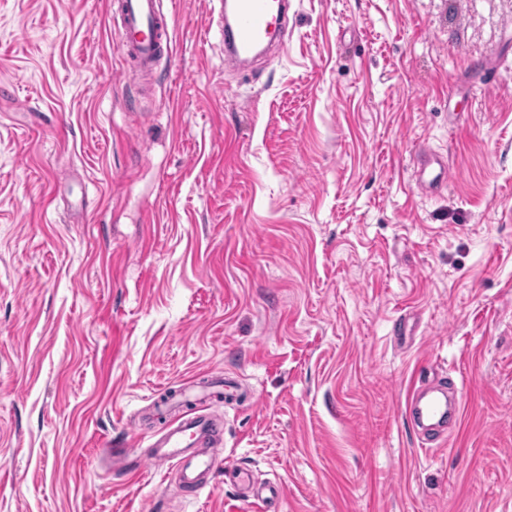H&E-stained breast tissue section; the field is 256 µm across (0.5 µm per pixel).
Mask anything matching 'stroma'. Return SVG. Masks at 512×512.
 I'll use <instances>...</instances> for the list:
<instances>
[{
  "label": "stroma",
  "mask_w": 512,
  "mask_h": 512,
  "mask_svg": "<svg viewBox=\"0 0 512 512\" xmlns=\"http://www.w3.org/2000/svg\"><path fill=\"white\" fill-rule=\"evenodd\" d=\"M162 4L145 80L108 0H0V512H253L147 448L224 376L272 512H512V0H296L250 77L220 0ZM427 376L463 395L433 442ZM417 164L416 184L419 188L427 190L446 183L448 169L436 153L420 150ZM411 424L424 436L434 437L449 432L460 413V400L454 387L435 388L423 385L406 407Z\"/></svg>",
  "instance_id": "obj_1"
}]
</instances>
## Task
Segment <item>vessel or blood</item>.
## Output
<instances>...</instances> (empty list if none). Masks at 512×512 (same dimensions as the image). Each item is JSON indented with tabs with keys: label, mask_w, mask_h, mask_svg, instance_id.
Listing matches in <instances>:
<instances>
[{
	"label": "vessel or blood",
	"mask_w": 512,
	"mask_h": 512,
	"mask_svg": "<svg viewBox=\"0 0 512 512\" xmlns=\"http://www.w3.org/2000/svg\"><path fill=\"white\" fill-rule=\"evenodd\" d=\"M289 0H224L222 27L224 63L249 73L263 53L283 49L288 43ZM112 12L120 19L119 49L143 77L152 76L172 54L169 16L161 0H112ZM448 169L436 153L421 150L416 183L427 190L446 183ZM411 424L424 436L449 432L460 413L456 389L421 386L406 407ZM151 456L176 468L175 485L186 496H200L206 477L217 470L233 475L241 496L266 512L278 501L282 487L257 485L249 470L224 464L220 447L224 421L203 408L190 409L171 419L166 429L150 435Z\"/></svg>",
	"instance_id": "vessel-or-blood-1"
}]
</instances>
